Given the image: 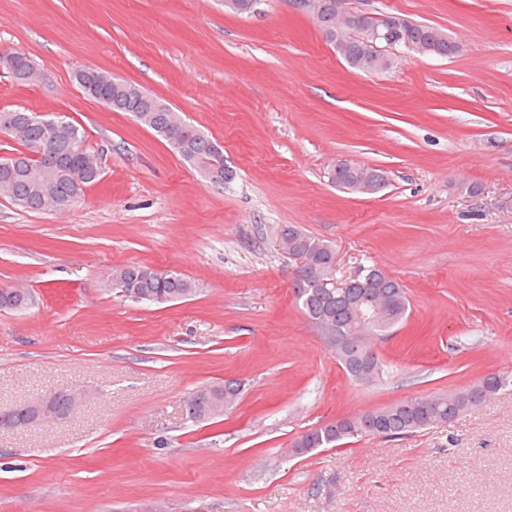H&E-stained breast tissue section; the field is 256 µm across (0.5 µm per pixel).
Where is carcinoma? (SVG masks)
<instances>
[{
    "instance_id": "1",
    "label": "carcinoma",
    "mask_w": 512,
    "mask_h": 512,
    "mask_svg": "<svg viewBox=\"0 0 512 512\" xmlns=\"http://www.w3.org/2000/svg\"><path fill=\"white\" fill-rule=\"evenodd\" d=\"M325 39L337 53L356 70L379 71L392 66L393 57L387 53L373 54L365 42L367 34L357 31L336 36L331 22L320 26ZM394 38L397 45L413 55L436 54L451 58L457 48L442 29L433 25L394 17ZM34 70L30 59L17 54L13 59L12 75L25 80ZM93 79L89 84H80L84 93L99 104L114 112H130L142 126L153 131L168 142L180 134V142L171 148L184 160L200 168L204 163V134L186 122L161 99L151 95L140 86L128 83L110 74L91 69ZM42 120L44 116L26 110L0 111V133L19 141L25 150L17 156L20 166L32 165L31 171L14 175L0 174V196L28 211H54L55 205L44 200H55L60 196L82 192L83 188L99 179L98 159L84 149L78 154L67 152L72 144L82 145L83 132L65 116H55L52 121L59 125L58 143H48L41 137L38 126L29 119ZM40 153L42 158L31 154ZM71 168H84L88 179L78 185L69 176ZM329 178L342 188L360 194H373L383 190L387 184L386 172L379 168L357 165L350 170H330ZM288 254L303 264V276L295 285L294 295L309 320L317 325L326 323L336 329L337 334L350 336L351 325L342 289L327 287V281L336 279L333 262L335 254L331 242L316 237L301 226L288 225ZM108 286L118 289L122 296L133 298L145 294L152 303L164 305L188 299L197 294L200 284L174 270H163L145 264L123 265L112 269ZM353 301L360 305H371L385 301L387 318L370 324V331L361 337L365 348L372 347V340L391 335L408 317L410 302L404 288L394 278L372 266L359 271V284L350 289ZM29 294L12 288H0V308L20 310L29 303ZM336 359L345 373L356 378L357 364L352 352L336 349ZM507 385L505 378L486 377L478 382L450 393L431 394L404 399L376 409L364 418L358 416L335 420L312 427L291 443L297 454L303 455L317 448H333L358 431L373 436L399 437L437 423H446L477 405ZM216 397L224 400V410L236 404L241 394V384L234 379L211 385Z\"/></svg>"
}]
</instances>
